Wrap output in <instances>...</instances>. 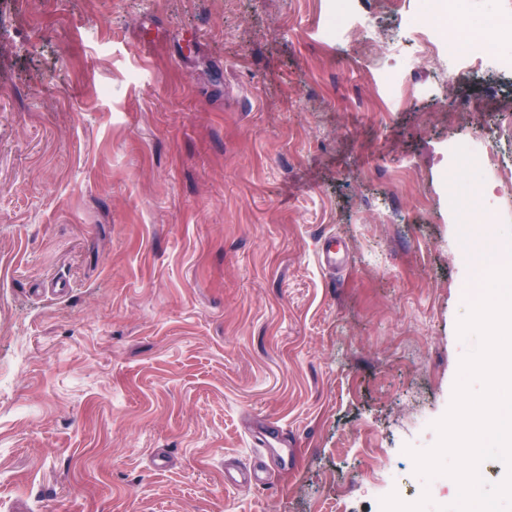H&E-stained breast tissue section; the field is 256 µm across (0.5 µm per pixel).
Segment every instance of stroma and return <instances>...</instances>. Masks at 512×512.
I'll list each match as a JSON object with an SVG mask.
<instances>
[{"label":"stroma","mask_w":512,"mask_h":512,"mask_svg":"<svg viewBox=\"0 0 512 512\" xmlns=\"http://www.w3.org/2000/svg\"><path fill=\"white\" fill-rule=\"evenodd\" d=\"M327 5L0 0V512H375L437 442L468 279L512 256V181L448 139L512 164V69L399 103L421 0H354L375 42ZM269 422L288 463L225 485ZM327 16L336 30V35L359 31L366 39L372 40L376 37L374 18L354 13L351 0H331ZM380 91L390 95H400L401 102L415 92L410 89L404 80V68L398 60L394 59L389 69L384 71V77L380 80ZM451 159L457 164H475L479 160L486 163L488 155L478 147L476 142L461 143L453 139L448 147Z\"/></svg>","instance_id":"35a3bbf8"}]
</instances>
